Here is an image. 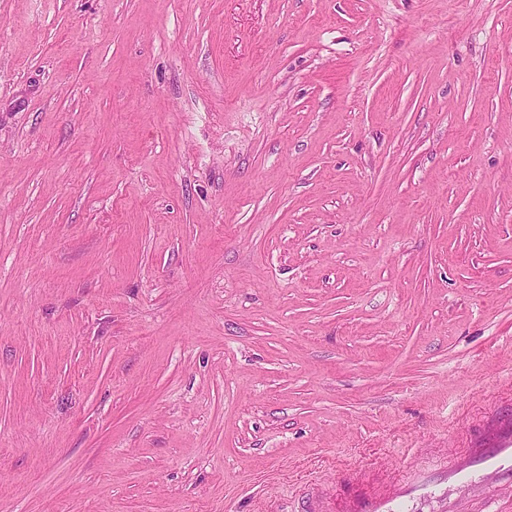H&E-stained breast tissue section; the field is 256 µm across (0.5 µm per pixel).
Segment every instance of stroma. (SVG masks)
<instances>
[{"label":"stroma","instance_id":"obj_1","mask_svg":"<svg viewBox=\"0 0 512 512\" xmlns=\"http://www.w3.org/2000/svg\"><path fill=\"white\" fill-rule=\"evenodd\" d=\"M512 398V0H0V512H293Z\"/></svg>","mask_w":512,"mask_h":512}]
</instances>
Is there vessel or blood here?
<instances>
[{"instance_id": "obj_1", "label": "vessel or blood", "mask_w": 512, "mask_h": 512, "mask_svg": "<svg viewBox=\"0 0 512 512\" xmlns=\"http://www.w3.org/2000/svg\"><path fill=\"white\" fill-rule=\"evenodd\" d=\"M433 463L341 507L329 488L311 485L299 512H494L512 503V414L493 415L465 451L439 453Z\"/></svg>"}]
</instances>
